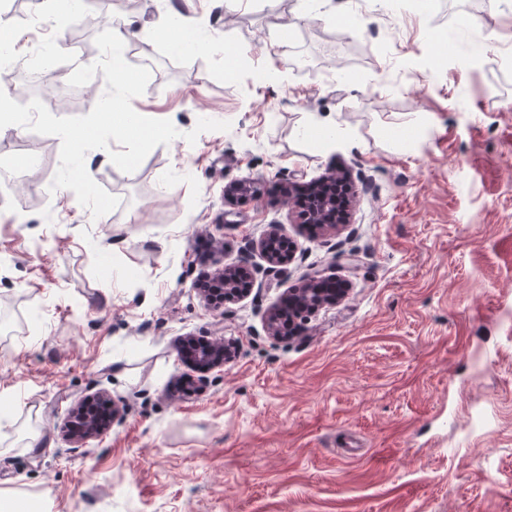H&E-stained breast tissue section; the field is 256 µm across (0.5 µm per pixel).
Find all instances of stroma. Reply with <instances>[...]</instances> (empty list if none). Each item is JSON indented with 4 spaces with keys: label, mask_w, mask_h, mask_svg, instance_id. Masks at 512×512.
Masks as SVG:
<instances>
[{
    "label": "stroma",
    "mask_w": 512,
    "mask_h": 512,
    "mask_svg": "<svg viewBox=\"0 0 512 512\" xmlns=\"http://www.w3.org/2000/svg\"><path fill=\"white\" fill-rule=\"evenodd\" d=\"M490 2L93 0L71 25L62 0H10L13 81L61 82L35 93L58 117L105 91L98 17L148 32L177 11L198 48L130 55L151 72L133 108L180 136L130 173L87 153L120 200L104 216L52 189L58 137L0 129V491L50 512H512V0ZM201 118L231 127L188 143ZM332 170L346 224H296L281 184ZM272 224L297 253L269 271L247 244ZM224 265L259 274L216 308L197 282ZM314 275L347 297L268 336ZM188 337L230 354L185 395ZM95 392L126 414L74 447Z\"/></svg>",
    "instance_id": "1"
}]
</instances>
